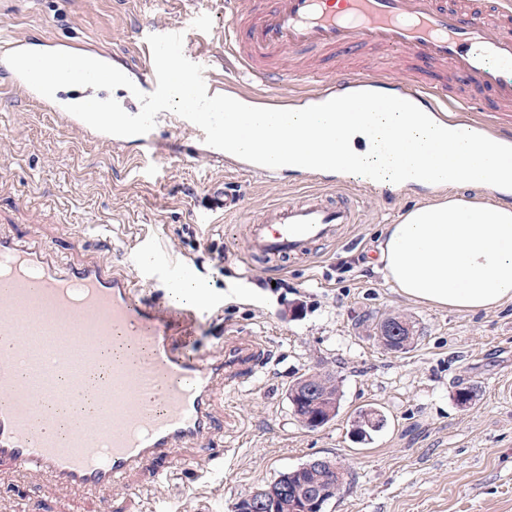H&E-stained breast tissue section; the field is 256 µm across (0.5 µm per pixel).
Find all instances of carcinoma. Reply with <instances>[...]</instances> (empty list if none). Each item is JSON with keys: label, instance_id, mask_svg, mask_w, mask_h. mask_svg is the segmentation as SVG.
Wrapping results in <instances>:
<instances>
[{"label": "carcinoma", "instance_id": "1", "mask_svg": "<svg viewBox=\"0 0 512 512\" xmlns=\"http://www.w3.org/2000/svg\"><path fill=\"white\" fill-rule=\"evenodd\" d=\"M397 324L406 332L405 343L400 345L389 341L386 328L389 324ZM377 340L387 350L400 352L411 348L417 337L414 336L412 321L405 315L396 313L390 314L379 320L375 326ZM301 380H296L289 391V402L294 409L295 416L312 415L316 412L323 414L325 411L332 412L337 416L340 408L341 385L336 372L330 369L321 368L313 372L312 386H318L326 392V398L314 405L307 401L305 393L300 388ZM477 391L470 384H460L454 393V400L460 407H469L477 401ZM385 424L384 416L377 409H362L358 411L351 424V433L357 438L366 441L372 438V434L380 431ZM281 485L288 487V492L278 495L269 501L268 512H297V500L318 491L326 492L322 507H327L330 501L336 499L348 482L336 479V473L326 466L318 464L297 467L281 473L274 481L265 485V488H277Z\"/></svg>", "mask_w": 512, "mask_h": 512}]
</instances>
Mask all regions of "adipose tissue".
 Wrapping results in <instances>:
<instances>
[{"label":"adipose tissue","instance_id":"1","mask_svg":"<svg viewBox=\"0 0 512 512\" xmlns=\"http://www.w3.org/2000/svg\"><path fill=\"white\" fill-rule=\"evenodd\" d=\"M385 279L433 307L478 312L512 302V203L448 197L405 212L379 244Z\"/></svg>","mask_w":512,"mask_h":512}]
</instances>
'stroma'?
Here are the masks:
<instances>
[{
  "label": "stroma",
  "mask_w": 512,
  "mask_h": 512,
  "mask_svg": "<svg viewBox=\"0 0 512 512\" xmlns=\"http://www.w3.org/2000/svg\"><path fill=\"white\" fill-rule=\"evenodd\" d=\"M192 9L201 22L184 32L185 56L248 89L246 76L226 70L217 41L224 0H0V48L16 36L57 37L121 67L144 60L138 30L182 23ZM209 151L203 143L195 159L145 156L129 141L116 152L0 94V230L45 242L72 262L89 260L102 240L126 256L159 248L191 265L221 301L198 329L199 354L232 332L271 350L253 380L216 393L214 409L227 423L208 443L222 466L201 456L193 474L162 486L145 470L100 495L63 486L50 497L4 468L0 512H230L238 498L318 457L353 476L326 512H512V399L503 395L512 388V303L477 313L416 303L375 268L385 226L442 191L406 188L382 199L345 179L358 223L280 268L244 257V221L277 200L305 199L321 190L320 179L292 172L270 181L214 162ZM217 182L240 195L242 212L209 205L206 187ZM396 312L410 316L418 336L405 352L386 350L373 333V322ZM320 365L336 371L343 397L336 418L311 430L294 416L288 387ZM463 382L480 391L473 407L453 400ZM370 406L387 425L355 442L350 422Z\"/></svg>",
  "instance_id": "1"
}]
</instances>
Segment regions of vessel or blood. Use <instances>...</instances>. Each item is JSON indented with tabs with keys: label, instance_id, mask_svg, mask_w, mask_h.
<instances>
[{
	"label": "vessel or blood",
	"instance_id": "1",
	"mask_svg": "<svg viewBox=\"0 0 512 512\" xmlns=\"http://www.w3.org/2000/svg\"><path fill=\"white\" fill-rule=\"evenodd\" d=\"M230 19L224 53L237 71L267 91L279 88L281 61L303 51L358 54L376 50L381 62L366 73L319 82L317 94L335 98L367 89L409 98L426 112L469 111L477 92L491 91L512 105V0H225ZM11 50H69L64 41L20 37ZM410 56L433 74L412 87L393 71ZM462 77L468 93L449 94L444 70ZM0 88L83 128L68 104L87 99L66 87L48 99L0 59ZM170 134H186L183 155L206 134L169 114ZM354 200L331 202L313 193L303 201L272 205L247 227V251L273 262L303 258L312 246L333 240L339 226L356 223ZM218 301L180 309L148 298L144 285L103 252L92 260L61 266L50 246L0 232V467L22 471L45 493L69 486L105 491L136 471L165 483L187 466L184 451L203 446L220 428L212 406L217 383L240 385L255 376L267 348L254 336L221 339L202 356L174 347L175 329L192 328ZM123 337L128 355L113 359L97 390L98 404L78 414L71 430L58 429L56 410L88 393V380L102 364L103 344Z\"/></svg>",
	"mask_w": 512,
	"mask_h": 512
}]
</instances>
